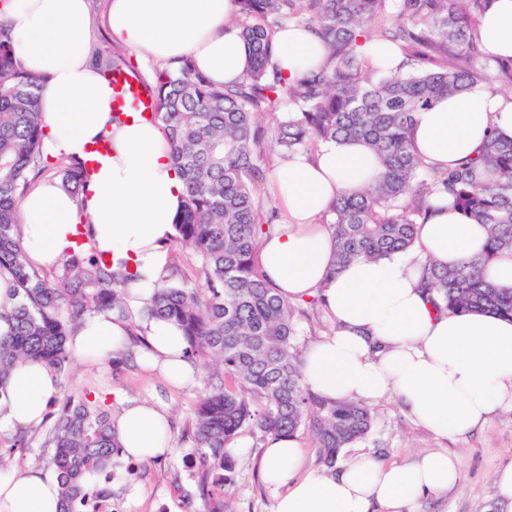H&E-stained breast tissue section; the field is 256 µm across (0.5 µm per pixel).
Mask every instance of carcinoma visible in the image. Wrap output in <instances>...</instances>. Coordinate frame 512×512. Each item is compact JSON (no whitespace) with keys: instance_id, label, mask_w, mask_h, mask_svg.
I'll use <instances>...</instances> for the list:
<instances>
[{"instance_id":"obj_1","label":"carcinoma","mask_w":512,"mask_h":512,"mask_svg":"<svg viewBox=\"0 0 512 512\" xmlns=\"http://www.w3.org/2000/svg\"><path fill=\"white\" fill-rule=\"evenodd\" d=\"M233 22L251 56L245 77L217 86L184 60L154 72L152 122L166 131L172 162L186 189L174 241L198 259L196 284L168 276L141 311L183 331L188 352L220 369L224 382L193 409L197 491L205 512H229L224 485L234 481L230 445L243 432L256 444L271 437L310 438L316 461L336 464L342 449L371 432L373 408L326 400L303 383L298 321L317 318V294L289 303L271 288L257 260L258 244L273 229L275 202L259 196L272 152L288 158L320 143L358 139L377 155L382 172L367 191L333 202L323 223L335 241V267L408 250L418 219L431 209L433 186L463 216L488 229L483 258L457 267L424 266L421 283L450 313L474 309L512 319V288L481 274L482 266L512 255V138L492 135L482 152L441 174L427 171L412 141L416 112L476 83L512 86V58L488 59L479 19L489 0H232ZM287 24L312 31L326 56L288 83L275 62V33ZM391 44L408 70L386 76L362 46ZM123 69L118 51L97 60ZM47 77L14 61L7 24L0 21V277L18 302L0 335V399L20 361L56 372L71 360L68 342L84 317L109 311L125 317L121 289L132 276L112 270L83 247L88 233L49 269L26 259L20 244L19 197L48 169L38 110ZM275 120L273 136L261 125ZM53 168L70 193L86 187L79 161L58 158ZM51 463L60 480V512H90L102 491L112 494V460L123 454L110 414L97 400L66 401L51 428Z\"/></svg>"}]
</instances>
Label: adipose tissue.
I'll list each match as a JSON object with an SVG mask.
<instances>
[{"label": "adipose tissue", "instance_id": "obj_1", "mask_svg": "<svg viewBox=\"0 0 512 512\" xmlns=\"http://www.w3.org/2000/svg\"><path fill=\"white\" fill-rule=\"evenodd\" d=\"M107 3L104 23L113 42L131 49L138 64L175 67L187 58L218 85L240 80L250 65L248 47L229 21L231 0ZM0 17L17 64L48 77L38 98L44 154L91 165L80 197L44 181L19 200L26 256L39 267L56 264L73 246L78 225H86L105 261L133 274L124 301L140 310L164 274L185 198L165 133L136 113L116 116L109 78L93 61L88 0H6ZM479 28L487 54L512 57V0H491ZM274 41L289 80L324 58L320 41L303 27L288 26ZM492 129L512 137V94L476 85L417 112L414 145L428 168L442 172L475 157ZM98 143L107 144L106 155L92 156ZM381 170L366 146L348 141L327 142L281 163L268 183L280 201L281 220L260 242L259 265L288 301L324 297L334 330L303 356L310 391L370 405L394 398L427 429L455 437L512 404V321L482 311L437 310L420 286V264L427 258L444 265L480 258L487 229L439 202L419 224L414 250L333 269V241L321 218L333 200L359 193ZM71 343L85 360L116 357L127 349V326L111 313H94ZM185 348L174 324L154 320L139 353L180 385L198 371ZM9 387L8 403L0 404V430L38 425L59 391V378L46 365L22 364L11 372ZM116 429L133 458L173 451L167 417L152 405L127 402ZM301 457L296 439H269L265 479L288 487L275 512H411L420 498L448 489L459 466L444 453L390 465L361 455L335 474L315 470L300 476ZM60 509L56 474L0 473V512Z\"/></svg>", "mask_w": 512, "mask_h": 512}]
</instances>
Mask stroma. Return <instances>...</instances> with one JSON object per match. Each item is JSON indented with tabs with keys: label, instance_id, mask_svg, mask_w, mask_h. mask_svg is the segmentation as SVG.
Here are the masks:
<instances>
[{
	"label": "stroma",
	"instance_id": "stroma-1",
	"mask_svg": "<svg viewBox=\"0 0 512 512\" xmlns=\"http://www.w3.org/2000/svg\"><path fill=\"white\" fill-rule=\"evenodd\" d=\"M210 370H200L195 380L173 386L139 359L135 350L103 364L74 358L60 375V391L50 402L44 421L26 433L28 445L16 447L17 431L0 432V449H12L10 468L24 472L51 466L53 448L47 435L64 399L90 396L103 400L110 414H118L124 399L153 405L164 411L172 426L175 456L140 460L129 465L117 458L112 466V501L118 512H203L196 490L197 472L188 466L197 449L188 431L198 396L210 387ZM375 425L369 437L344 449L342 459L369 453L387 462H408L433 452L459 460L455 484L448 490L421 498L413 512H512L498 495L494 473L512 463V406H503L481 429L453 439L441 437L410 417L397 401L375 406ZM236 473L225 486L224 498L231 512H274L286 486L269 485L263 477V448L247 434L234 442Z\"/></svg>",
	"mask_w": 512,
	"mask_h": 512
}]
</instances>
